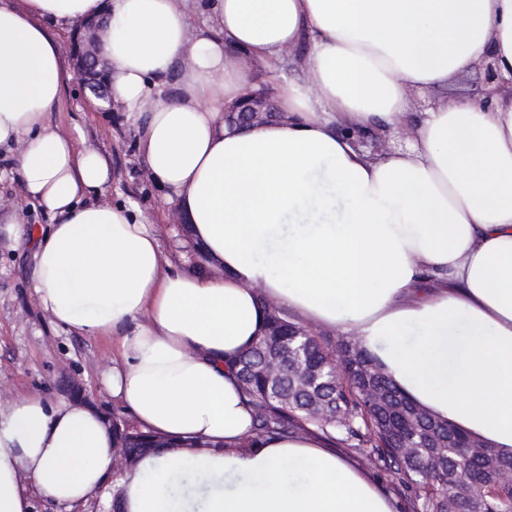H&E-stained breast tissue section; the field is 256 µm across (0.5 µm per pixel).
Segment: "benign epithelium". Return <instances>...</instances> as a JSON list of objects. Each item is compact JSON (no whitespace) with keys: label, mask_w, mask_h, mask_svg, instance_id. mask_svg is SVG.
<instances>
[{"label":"benign epithelium","mask_w":512,"mask_h":512,"mask_svg":"<svg viewBox=\"0 0 512 512\" xmlns=\"http://www.w3.org/2000/svg\"><path fill=\"white\" fill-rule=\"evenodd\" d=\"M108 24L109 17L102 16L82 24L69 38L76 76L96 98L106 102V105L100 107L103 112L113 110L106 84V62L98 54L100 38ZM476 72L480 75V86L475 88L476 94L487 100L496 94H512V71L502 72L494 55H486ZM286 119V113L279 109L272 92L265 87L249 93L224 113V121L233 130Z\"/></svg>","instance_id":"7a95c632"}]
</instances>
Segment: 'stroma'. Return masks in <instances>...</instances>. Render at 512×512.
<instances>
[{"mask_svg": "<svg viewBox=\"0 0 512 512\" xmlns=\"http://www.w3.org/2000/svg\"><path fill=\"white\" fill-rule=\"evenodd\" d=\"M46 119L59 132L80 134L83 146L106 156L111 179L102 201L137 202L155 225L174 267L184 269L174 207L138 164L134 126L124 111H97L74 77L65 87L61 108L47 113ZM23 149L20 143L0 148V407L40 394L52 401L86 404L105 416L122 413V405L103 384V375L112 366L111 339L69 332L42 308L33 289V249L18 244L13 225L4 221L12 213H24L30 236L47 230L52 222L50 215L32 208L21 196L16 158Z\"/></svg>", "mask_w": 512, "mask_h": 512, "instance_id": "35a3bbf8", "label": "stroma"}]
</instances>
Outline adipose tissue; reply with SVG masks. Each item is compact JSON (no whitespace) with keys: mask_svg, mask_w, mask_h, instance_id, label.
I'll use <instances>...</instances> for the list:
<instances>
[{"mask_svg":"<svg viewBox=\"0 0 512 512\" xmlns=\"http://www.w3.org/2000/svg\"><path fill=\"white\" fill-rule=\"evenodd\" d=\"M105 12L112 99L220 277L173 270L138 204L99 202L107 158L45 120L68 78L51 28ZM202 14L0 0V146L24 143L23 192L54 219L35 246L38 300L63 327L111 337L108 390L166 439L116 475L94 408H0V512L39 496L110 512L117 485L125 512H190L169 489L186 471L205 512H395L309 434L254 437L225 362L262 335L270 303L351 333L418 405L512 453V96L486 106L466 84L490 52L512 70V0H208ZM300 45L304 83L277 86L288 122L228 130L253 65ZM416 92L434 105L415 111ZM350 130L411 142L372 157Z\"/></svg>","mask_w":512,"mask_h":512,"instance_id":"adipose-tissue-1","label":"adipose tissue"}]
</instances>
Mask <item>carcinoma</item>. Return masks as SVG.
<instances>
[{
  "label": "carcinoma",
  "mask_w": 512,
  "mask_h": 512,
  "mask_svg": "<svg viewBox=\"0 0 512 512\" xmlns=\"http://www.w3.org/2000/svg\"><path fill=\"white\" fill-rule=\"evenodd\" d=\"M274 359L289 360L287 371L276 377L266 371ZM336 359L343 360L348 377L329 374ZM225 365L251 398L257 436L293 434L301 424L310 425L398 476L413 512H512V485L495 477L504 455L490 447L460 460L451 448L460 429L419 407L352 337L316 336L272 307L264 335ZM158 445L152 432L112 416L113 453L126 452L127 468Z\"/></svg>",
  "instance_id": "obj_1"
}]
</instances>
